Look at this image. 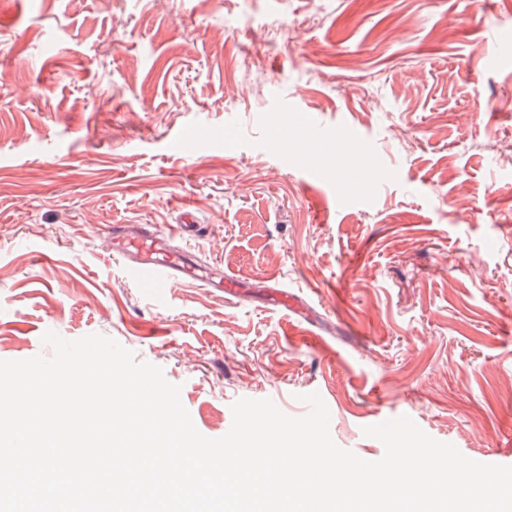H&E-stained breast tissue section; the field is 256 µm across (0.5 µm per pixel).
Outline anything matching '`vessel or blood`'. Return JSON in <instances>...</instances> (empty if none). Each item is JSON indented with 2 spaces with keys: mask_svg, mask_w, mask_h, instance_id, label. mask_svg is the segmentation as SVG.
<instances>
[{
  "mask_svg": "<svg viewBox=\"0 0 512 512\" xmlns=\"http://www.w3.org/2000/svg\"><path fill=\"white\" fill-rule=\"evenodd\" d=\"M171 239V234L153 228L130 233L117 228L113 231L112 251L123 258L129 278L157 297L174 282L186 279L208 288H236V281L216 280L210 266L173 247Z\"/></svg>",
  "mask_w": 512,
  "mask_h": 512,
  "instance_id": "vessel-or-blood-1",
  "label": "vessel or blood"
}]
</instances>
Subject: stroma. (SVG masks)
<instances>
[{"label":"stroma","instance_id":"35a3bbf8","mask_svg":"<svg viewBox=\"0 0 512 512\" xmlns=\"http://www.w3.org/2000/svg\"><path fill=\"white\" fill-rule=\"evenodd\" d=\"M506 37L512 0H0V360L99 333L209 438L315 392L360 458L406 415L512 466ZM188 212L235 292L154 298L104 246Z\"/></svg>","mask_w":512,"mask_h":512}]
</instances>
